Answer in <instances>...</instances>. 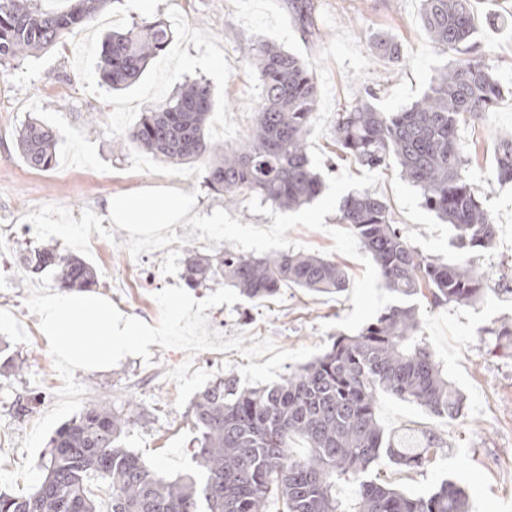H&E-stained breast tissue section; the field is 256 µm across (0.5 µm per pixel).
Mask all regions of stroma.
Here are the masks:
<instances>
[{"label": "stroma", "mask_w": 512, "mask_h": 512, "mask_svg": "<svg viewBox=\"0 0 512 512\" xmlns=\"http://www.w3.org/2000/svg\"><path fill=\"white\" fill-rule=\"evenodd\" d=\"M320 34L304 35L293 20L288 0H124L120 9L104 12L68 33L50 51L0 66V234L13 246L0 249V341L4 357L22 361L20 374L0 376V469L18 472L27 454L22 440L57 401L62 380L46 342L39 317L28 311L29 272L20 257L35 245L51 242L65 253L81 256L97 272V291L124 315L157 325L160 308L155 292L178 286L187 259L218 253L210 240L190 238V229L174 230L184 242L172 254L153 249L132 257L126 230L109 219L114 196L153 187L197 192L193 208L199 215L225 209L240 223L269 228L272 217L249 211L248 195L228 201L205 187L200 166L173 164L153 155L119 149L126 131L147 105L166 99L180 84L196 79L216 92L208 134L213 142L238 145L246 138L259 101L256 69L241 47L271 42L298 56L317 78L319 96L313 115L308 153L320 176L349 172L362 176L363 166L338 159L333 139L337 112L372 92L373 105L398 112L419 100L436 71L453 54L434 48L420 22L422 0H312ZM478 51L503 86V94L485 118L462 124L460 143L470 159L466 176L492 215L498 233L480 259L489 274L512 263V184L496 180L495 149L512 135V0H472ZM158 18L171 24L174 39L168 52L154 59L132 88L112 91L98 82L101 42L105 33L132 18ZM383 33L401 47L402 58L390 62L375 56L370 39ZM39 117L60 133L57 163L48 171L29 168L16 148V133L30 117ZM372 194L387 202L396 224L421 256L456 260L461 256L450 225L428 210L418 188L403 179L396 166L379 169ZM325 230L287 231L292 241L311 254L343 266L349 280L363 272L362 263L334 252L327 227L337 215L325 217ZM96 225L102 249L75 243L79 227ZM421 335L450 381L465 397L461 416L448 420L389 396L380 397L377 416L389 433L403 429L433 430L445 446L428 467L408 470L390 466L383 476L413 495L429 494L442 480L464 487L469 512H512V350L489 352L488 328L512 319V293L492 285L473 306L431 307L415 300ZM349 292L313 293L284 287L269 300L239 299L233 305L207 310L211 330L231 338L265 336L283 349L330 345L332 322L352 312ZM150 361L123 358L107 371L75 373L85 390L84 403L108 396L118 405L131 404L137 415L126 439L128 448L167 478L194 469V431L186 408L176 407L177 385L165 374L185 361L210 372L212 378L240 377L246 360L237 350L181 349L150 345Z\"/></svg>", "instance_id": "35a3bbf8"}]
</instances>
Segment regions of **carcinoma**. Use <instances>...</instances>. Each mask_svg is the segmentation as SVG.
<instances>
[{
  "instance_id": "carcinoma-1",
  "label": "carcinoma",
  "mask_w": 512,
  "mask_h": 512,
  "mask_svg": "<svg viewBox=\"0 0 512 512\" xmlns=\"http://www.w3.org/2000/svg\"><path fill=\"white\" fill-rule=\"evenodd\" d=\"M70 2L68 10L54 12L43 9L42 0H0V65L56 46L71 29L123 0ZM292 9L303 31L315 35L311 0H295ZM421 23L439 50L466 58L438 70L423 97L400 112H381L359 99L337 114L335 143L371 169L396 163L401 176L420 190L424 206L451 225L468 258L445 262L418 256L382 198L368 192L347 197L339 222L349 226L403 301L357 334L336 335L323 354L279 381L248 388L234 378H217L205 386L189 411L196 474L168 480L127 448L133 413L103 397L56 430L42 461L43 479L32 493L0 491V512H268L271 502L279 512H466L467 496L451 481L414 496L371 475L383 462L424 468L444 448L434 433L416 445L385 433L377 401L388 395L436 417L461 414L465 398L419 336L411 301L427 297L437 307L481 302L489 279L478 261L497 235L465 176L468 160L459 127L485 117L502 85L473 54L470 0H422ZM172 38L170 24L160 19H134L113 30L102 44L100 84L112 90L131 86ZM372 50L400 61V49L387 35L376 37ZM243 54L261 86L256 123L243 143L233 147L207 138L214 92L209 83L194 80L147 108L126 133L125 146L174 163L200 162L204 184L229 199L248 193L283 210L307 204L322 191L307 152L316 77L272 43L251 42ZM57 143L56 130L38 118L17 132L19 153L34 170L54 167ZM496 177L512 182L511 137L501 139ZM23 261L34 274L55 270L62 288L97 284L89 263L50 243L28 250ZM185 281L191 288L224 283L249 300L271 299L284 286L316 293H339L348 286L338 263L289 251L264 257L233 250L194 255ZM486 335L485 342L496 348L512 339V322ZM296 437L307 448L303 456L292 452ZM92 480L101 494L91 490ZM342 484L352 487L351 496L338 494Z\"/></svg>"
}]
</instances>
